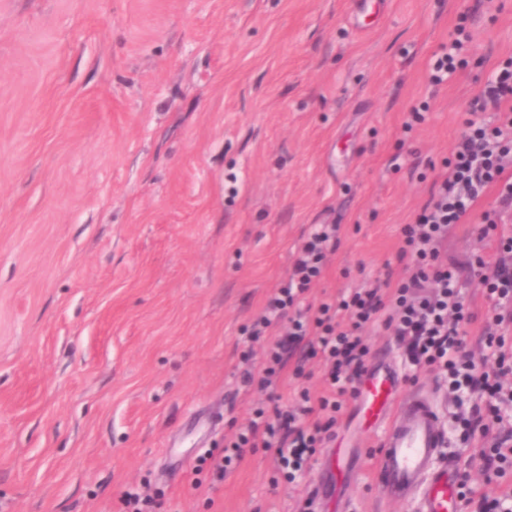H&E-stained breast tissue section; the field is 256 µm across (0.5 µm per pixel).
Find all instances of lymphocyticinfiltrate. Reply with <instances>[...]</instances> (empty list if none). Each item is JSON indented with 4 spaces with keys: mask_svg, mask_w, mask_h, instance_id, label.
<instances>
[{
    "mask_svg": "<svg viewBox=\"0 0 512 512\" xmlns=\"http://www.w3.org/2000/svg\"><path fill=\"white\" fill-rule=\"evenodd\" d=\"M469 40L465 31H458L434 54L430 85H443L453 77ZM461 124L463 132L446 171L434 181L414 221L401 229L399 254L408 260L401 279L377 280L340 298L310 303V290L336 248L338 227L314 225L298 244L287 280L254 321L248 334L251 347L242 354L248 365L244 383L268 390L269 404L256 409L248 426L225 440L223 455L211 461L217 476L237 465L245 449L267 448L284 477L294 479L317 448L332 439L344 397L355 395L370 353L362 331L377 320L407 346L414 362L441 364L450 392L465 387L477 392L479 403L462 426L465 439L479 449L484 472L500 476L512 465V432L493 428L501 420V404L512 403V348L501 335L512 327V233H499L495 264L481 255L464 265L441 258L450 229L478 212L489 190H496L497 205L480 212L482 223L495 227L504 213H512V179L504 176L512 160V55L498 61L463 112ZM467 270L481 274L485 297L496 310L493 319L479 321L463 295L461 280ZM476 322L495 356L496 369L490 374L480 371L465 340L466 326ZM257 342L264 345L259 360L252 350ZM312 358L321 359L327 369L325 395L315 398L298 388L287 402L272 391L284 368H291L293 380L305 378V363Z\"/></svg>",
    "mask_w": 512,
    "mask_h": 512,
    "instance_id": "lymphocytic-infiltrate-1",
    "label": "lymphocytic infiltrate"
}]
</instances>
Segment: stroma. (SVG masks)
I'll return each mask as SVG.
<instances>
[{"instance_id": "obj_1", "label": "stroma", "mask_w": 512, "mask_h": 512, "mask_svg": "<svg viewBox=\"0 0 512 512\" xmlns=\"http://www.w3.org/2000/svg\"><path fill=\"white\" fill-rule=\"evenodd\" d=\"M460 25L466 63L432 89ZM510 54L512 0H0V512H122L131 489L160 512H415L374 485L352 398L295 482L263 448L221 483L195 464L266 398L241 354L298 239L340 227L315 301L402 270L400 230ZM483 231L456 226L449 256L495 260ZM366 335L487 491L455 421L473 394ZM334 456L357 474L339 498L318 492Z\"/></svg>"}]
</instances>
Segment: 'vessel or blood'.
<instances>
[{"instance_id":"obj_1","label":"vessel or blood","mask_w":512,"mask_h":512,"mask_svg":"<svg viewBox=\"0 0 512 512\" xmlns=\"http://www.w3.org/2000/svg\"><path fill=\"white\" fill-rule=\"evenodd\" d=\"M398 384L396 368L383 361L370 366L359 383L363 417L382 430L374 480L392 499L414 501L416 512H462L440 413L421 393L400 394Z\"/></svg>"}]
</instances>
